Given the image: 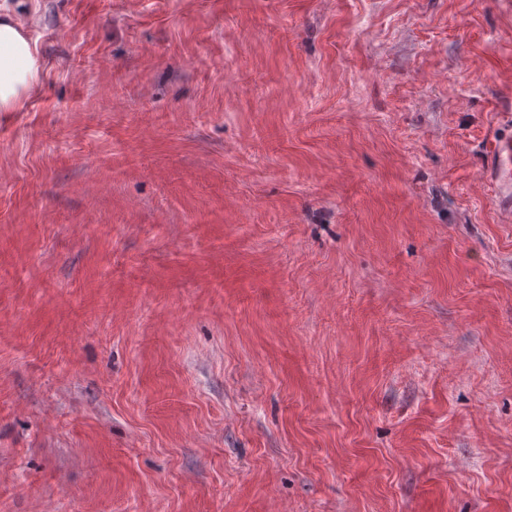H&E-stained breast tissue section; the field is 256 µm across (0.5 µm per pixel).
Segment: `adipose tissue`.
<instances>
[{"label": "adipose tissue", "instance_id": "obj_1", "mask_svg": "<svg viewBox=\"0 0 512 512\" xmlns=\"http://www.w3.org/2000/svg\"><path fill=\"white\" fill-rule=\"evenodd\" d=\"M37 47L16 17H0V112L16 111L41 76Z\"/></svg>", "mask_w": 512, "mask_h": 512}]
</instances>
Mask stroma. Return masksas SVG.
Returning a JSON list of instances; mask_svg holds the SVG:
<instances>
[{"instance_id": "1", "label": "stroma", "mask_w": 512, "mask_h": 512, "mask_svg": "<svg viewBox=\"0 0 512 512\" xmlns=\"http://www.w3.org/2000/svg\"><path fill=\"white\" fill-rule=\"evenodd\" d=\"M0 512H512V0H0ZM41 60L36 44L16 17H0V112H15L37 86ZM490 168L485 179L494 183L501 194L508 197V208L503 211L508 222L512 221V138L507 135L493 137L490 140Z\"/></svg>"}]
</instances>
